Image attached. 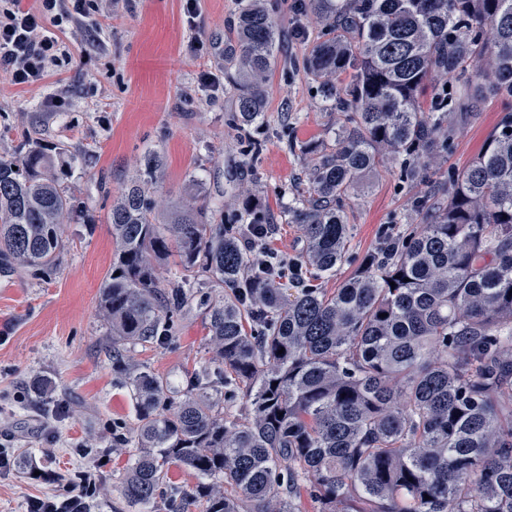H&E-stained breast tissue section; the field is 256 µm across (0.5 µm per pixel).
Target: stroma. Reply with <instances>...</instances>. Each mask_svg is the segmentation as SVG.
I'll use <instances>...</instances> for the list:
<instances>
[{"label":"stroma","instance_id":"35a3bbf8","mask_svg":"<svg viewBox=\"0 0 512 512\" xmlns=\"http://www.w3.org/2000/svg\"><path fill=\"white\" fill-rule=\"evenodd\" d=\"M265 4L281 33L279 62L267 82L265 121L244 130L233 125L224 85L201 81L206 73L224 76L240 0H201L195 29L181 0H130L119 10L99 0L96 43L69 29L62 39L71 59L45 81L20 87L0 75V156L14 154L28 136L73 154L92 152L90 171L74 174L69 186L95 218L66 226L65 254L53 273L0 275V453L14 461L0 470V512H28L31 500L62 492L83 469L95 474L90 512H133L121 489L137 453L136 401L123 370L112 366L99 302L112 263V200L148 153L163 159L155 189L161 210L199 196L222 202L232 224L250 194L273 221L264 249L287 261L303 252L286 202L313 165L309 145L329 142L346 116L323 109L303 70L320 25L300 0ZM510 109L511 98L487 97L421 182H407L384 158L367 186L345 201L347 258L324 288L335 290L354 275L386 233L420 230L416 197L466 167ZM194 173L200 183L191 182ZM214 299L200 290L163 342L125 344V364L185 385L210 358L203 312ZM117 431L127 437L120 448L112 445ZM25 459L37 475L22 467Z\"/></svg>","mask_w":512,"mask_h":512}]
</instances>
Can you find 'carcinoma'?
Instances as JSON below:
<instances>
[{"label":"carcinoma","instance_id":"cac0c4a2","mask_svg":"<svg viewBox=\"0 0 512 512\" xmlns=\"http://www.w3.org/2000/svg\"><path fill=\"white\" fill-rule=\"evenodd\" d=\"M320 19L305 57L329 110L349 121L316 154L292 194L306 249L294 279L275 254L256 264L243 229L215 224L202 199L156 211L157 153L113 200L116 251L99 311L121 345L153 343L209 284L212 363L178 392L128 372L138 453L123 481L137 512H154L172 465L196 474L171 512H512V111L465 169L419 197L418 234L389 237L330 292L345 260L341 209L383 155L420 177L486 96L512 97V0H304ZM224 78L236 123L265 117V84L280 35L266 7L241 0ZM448 79L425 110L421 89ZM83 155L36 139L0 158V271L57 268L64 227L92 216L67 181ZM241 219L261 220L258 199ZM176 253L174 275L154 260ZM283 353H278V350ZM245 412L224 413L225 400Z\"/></svg>","mask_w":512,"mask_h":512}]
</instances>
